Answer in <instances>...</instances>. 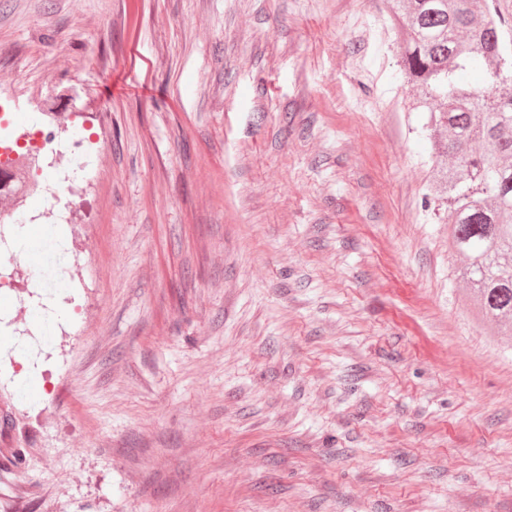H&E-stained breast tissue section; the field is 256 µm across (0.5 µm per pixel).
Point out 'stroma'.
<instances>
[{
  "label": "stroma",
  "mask_w": 512,
  "mask_h": 512,
  "mask_svg": "<svg viewBox=\"0 0 512 512\" xmlns=\"http://www.w3.org/2000/svg\"><path fill=\"white\" fill-rule=\"evenodd\" d=\"M398 54L386 0H0V112L64 88L100 143L72 335L0 307L1 501L512 512V349Z\"/></svg>",
  "instance_id": "stroma-1"
}]
</instances>
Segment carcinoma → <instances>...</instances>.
Wrapping results in <instances>:
<instances>
[{
  "label": "carcinoma",
  "mask_w": 512,
  "mask_h": 512,
  "mask_svg": "<svg viewBox=\"0 0 512 512\" xmlns=\"http://www.w3.org/2000/svg\"><path fill=\"white\" fill-rule=\"evenodd\" d=\"M501 2L390 0L401 70L428 113L457 276L478 312L512 334V12Z\"/></svg>",
  "instance_id": "carcinoma-1"
}]
</instances>
